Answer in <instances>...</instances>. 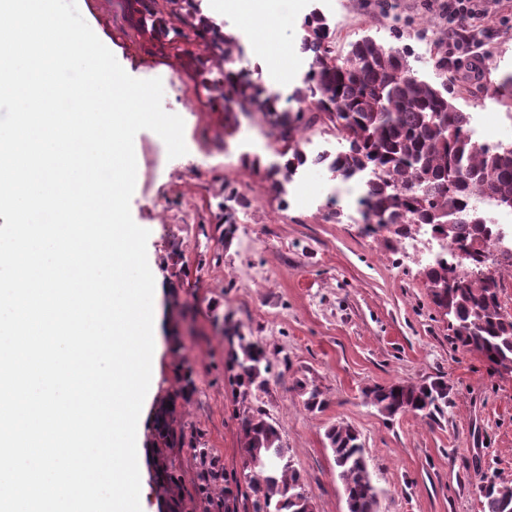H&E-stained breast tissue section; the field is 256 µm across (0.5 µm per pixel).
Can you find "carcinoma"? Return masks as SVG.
Listing matches in <instances>:
<instances>
[{
	"instance_id": "obj_1",
	"label": "carcinoma",
	"mask_w": 512,
	"mask_h": 512,
	"mask_svg": "<svg viewBox=\"0 0 512 512\" xmlns=\"http://www.w3.org/2000/svg\"><path fill=\"white\" fill-rule=\"evenodd\" d=\"M189 25L224 43V103L251 102L277 112L276 127L291 154L276 173L289 179L306 162L299 147L300 127L331 124L345 142L329 170L344 178L369 174L361 200L365 224L392 227L407 235L418 224L437 231L454 224L446 236L449 251L424 272L433 303L448 315L455 343L480 353L494 371L512 374V316L502 310L496 275H487L486 253L474 243L490 242L496 227L474 196L512 209V146L473 140L467 113L454 103L448 78V31L436 33V68L441 81L419 79L409 63L407 47L384 45L370 36L350 43L346 54L335 50V33L318 13L304 25L302 50L312 56L311 73L292 98L293 112L278 111V98L262 96L259 85L234 68L232 39L219 28L188 13ZM229 361L232 385L242 395L262 387L268 370L264 349L244 336ZM371 405L387 416L411 413L431 417L447 403L441 382L393 383L370 389ZM174 412L167 403L157 413L162 424L156 448L171 446L164 423ZM342 481L348 512H377L378 494L369 473L359 434L338 423L325 433ZM199 460L200 490L224 476L205 449H194ZM244 481L253 493L252 512H316L304 479L292 465L278 429L261 411L241 418ZM483 512H512V485L490 479L481 486Z\"/></svg>"
}]
</instances>
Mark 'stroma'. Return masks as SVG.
Segmentation results:
<instances>
[{"label": "stroma", "instance_id": "35a3bbf8", "mask_svg": "<svg viewBox=\"0 0 512 512\" xmlns=\"http://www.w3.org/2000/svg\"><path fill=\"white\" fill-rule=\"evenodd\" d=\"M97 37L137 79L161 78L166 112L185 123V155L172 159L163 140L143 130L134 139L135 223L149 230L147 259L164 290L156 299L158 375L142 411L154 418L177 397L172 428L185 438L166 449L177 476L160 480L155 459L140 465L149 512H224V483L243 471L240 418L263 410L279 429L317 512H347L342 483L326 445L337 423L360 435L379 512H482L483 479L512 482V376L478 353L457 347L449 319L432 302L423 276L427 235L407 241L367 231L356 205L329 190L334 176L307 169L295 185L273 174L284 144L258 108L224 110V46L184 26L173 0H154L153 34L134 0H77ZM199 18L233 36L237 68L250 72L280 110L301 87L311 57L300 50L304 16L324 11L336 50L369 36L393 44L394 21L429 18L447 25L443 0H276L291 34L257 17L224 10L223 0H194ZM487 18L467 22V49L479 75L462 63L451 73L457 106L472 117L476 141L512 144V110L495 91L512 74V0H486ZM288 72L280 86L270 70ZM233 229H226V222ZM232 318L269 359L264 388L235 395L224 335ZM195 388L179 398L183 368ZM444 382L448 403L431 417L385 416L369 389L394 382ZM322 392L308 409L298 387ZM224 471L198 490L195 449Z\"/></svg>", "mask_w": 512, "mask_h": 512}]
</instances>
